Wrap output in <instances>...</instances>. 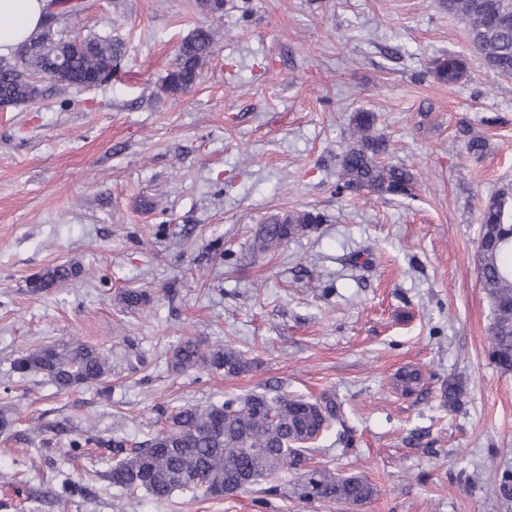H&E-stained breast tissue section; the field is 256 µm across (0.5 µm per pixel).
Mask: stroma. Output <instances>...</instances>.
<instances>
[{
	"mask_svg": "<svg viewBox=\"0 0 512 512\" xmlns=\"http://www.w3.org/2000/svg\"><path fill=\"white\" fill-rule=\"evenodd\" d=\"M73 30L123 43L108 83L0 108V512H512L490 473L512 480V371L488 350L490 302L476 263L479 215L512 186V79L470 48L443 0H87ZM222 38L191 92L161 85L196 28ZM453 53L455 88L430 72ZM374 112L391 162L418 178L414 198L339 197L340 154L354 112ZM488 140L469 155L460 134ZM302 210L327 216L262 252L261 225ZM60 265L77 280L34 294ZM152 295L144 309L119 300ZM225 344L251 372L166 369L184 337ZM75 339L112 358L108 390H58L13 371L27 348ZM416 368L409 395L396 375ZM464 384L456 411L440 388ZM280 381L330 392L343 423L314 463L375 489L364 505L277 496L257 503L174 492L165 501L108 485L105 450L70 441L119 434L141 442L163 411L223 402ZM66 423L51 451L20 440ZM83 486L61 493L64 479ZM467 72L466 61L454 54L439 56L432 62V75L449 88H454L466 79ZM81 275V270L72 265L68 266H57L53 269L46 271L43 275L38 276L31 280L29 283V288L32 289V292H40L45 288H50L51 286L56 285L57 283L75 280L79 278Z\"/></svg>",
	"mask_w": 512,
	"mask_h": 512,
	"instance_id": "35a3bbf8",
	"label": "stroma"
}]
</instances>
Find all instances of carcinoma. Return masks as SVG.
Masks as SVG:
<instances>
[{"mask_svg": "<svg viewBox=\"0 0 512 512\" xmlns=\"http://www.w3.org/2000/svg\"><path fill=\"white\" fill-rule=\"evenodd\" d=\"M57 21L43 23L25 48L30 55L0 57V105L26 106L42 96L33 81L38 72L47 74L56 90L66 94L112 79L124 55V45L108 36L81 34L63 28L64 22L82 4L57 0ZM448 13L468 29L471 51L495 75L512 79V0H445ZM220 31L200 27L183 40L172 70L162 89L172 95L190 91L201 77V68L213 53ZM466 61L448 54L435 58L431 73L453 88L467 77ZM374 113L359 110L349 123L345 148L340 155L336 194L356 195L367 191L378 197L409 198L415 195L417 177L410 169L386 160L390 154L384 135L376 132ZM509 189L503 188L480 213L476 259L480 283L492 307L488 330L490 358L504 372L512 371V213L504 207ZM327 222L319 212H292L260 227L254 247L277 248ZM81 270L57 266L31 280L39 292L60 282L75 280ZM150 295L130 290L122 296L128 309L146 305ZM254 361L230 346L205 349L192 338L180 341L170 351L168 368L175 374L190 371L236 377L250 372ZM19 374L42 373L60 391L84 385H102L112 376V362L88 344L60 340L25 350L15 361ZM421 372L405 369L396 385L409 393L420 383ZM462 384L448 380L441 389L443 406L452 412L460 405ZM343 407L336 396L325 393L308 399L282 387H269L224 402L201 406L184 404L165 415V425L149 439L129 448L120 437L103 439L89 435L72 441L73 448L91 445L112 455L106 477L113 487L127 494L140 491L157 501L176 491L202 490L210 497H233L242 492L240 479L251 478L249 487L268 496L291 494L305 502H344L361 506L375 495L374 487L359 476L339 477L325 466L307 468L303 462L316 452L317 442L333 422H343Z\"/></svg>", "mask_w": 512, "mask_h": 512, "instance_id": "obj_1", "label": "carcinoma"}]
</instances>
